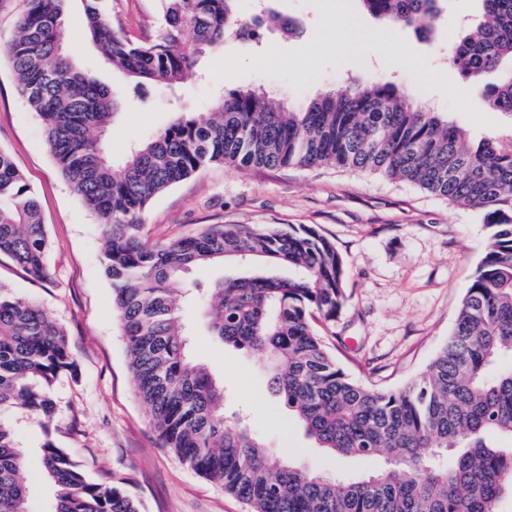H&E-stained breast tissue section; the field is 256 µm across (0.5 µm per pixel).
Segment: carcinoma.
<instances>
[{"instance_id":"1","label":"carcinoma","mask_w":512,"mask_h":512,"mask_svg":"<svg viewBox=\"0 0 512 512\" xmlns=\"http://www.w3.org/2000/svg\"><path fill=\"white\" fill-rule=\"evenodd\" d=\"M4 56L17 89L39 117L50 154L85 208L103 226L102 264L139 399L177 459L241 499L249 512H501L512 497V137L467 143L442 112L422 108L392 83L343 82L293 111L254 89L218 96L206 118L181 115L114 165L101 145L120 108L111 87L64 49L70 0H24ZM87 31L103 58L140 85L175 88L198 59L233 36L257 45L263 25L240 18L241 0H161L155 34L133 42L103 11L81 0ZM387 24L433 39L441 0H357ZM485 22L463 29L450 63L492 112L512 115V0H481ZM192 32L188 41L184 33ZM496 72L493 83L486 74ZM244 171L339 167L405 179L480 213L483 257L448 339L420 375L394 390L350 377L312 324L345 301L346 265L336 245L301 225L208 228L165 244L144 235L147 206L200 169ZM50 279L38 200L0 149V255ZM226 259L255 267L210 288L183 284L192 268ZM281 268L291 271L282 276ZM199 295L210 335L263 354L269 387L314 445L338 458L384 464L338 478L285 461L239 420L224 417V385L189 354L181 299ZM75 372L63 329L34 301L0 282V512H29L19 409L44 433L43 472L53 512H140L119 486L91 480L51 438L52 387Z\"/></svg>"}]
</instances>
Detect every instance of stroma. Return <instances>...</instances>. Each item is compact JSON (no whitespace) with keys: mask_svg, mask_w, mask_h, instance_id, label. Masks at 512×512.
<instances>
[{"mask_svg":"<svg viewBox=\"0 0 512 512\" xmlns=\"http://www.w3.org/2000/svg\"><path fill=\"white\" fill-rule=\"evenodd\" d=\"M276 12L298 19L303 33L264 32L260 49L235 39L201 61V78L176 91L138 89L106 65L85 35L79 0H72L62 41L84 67L122 101L106 147L121 163L132 144L151 137L178 113L206 116L211 101L251 87L290 108L347 79L393 82L418 104L447 113L469 142L512 133V117L486 103L448 64L461 28L483 20L480 0H447L434 42L388 30L359 12L352 0H268ZM127 38L152 36L161 0H103ZM0 148L7 150L34 190L48 236L50 281L37 280L0 257V282L34 300L66 332L75 375H61L54 394L53 439L96 482L123 487L141 512H246L223 487L182 465L163 448L148 408L138 399L112 289L101 264L105 239L97 219L62 177L36 115L19 95L0 54ZM305 224L331 239L346 263V301L318 328L339 365L378 388L402 386L433 359L480 263L486 231L470 208L420 187L340 168L241 171L204 168L157 196L145 214V235L165 243L208 225ZM182 317L194 355L224 381V414L246 413L248 423L291 459L324 473L364 471L362 461L316 448L269 390L257 352L223 346L208 336L197 301ZM24 450L23 476L31 512H49L54 490L40 463L43 436L34 420L14 414Z\"/></svg>","mask_w":512,"mask_h":512,"instance_id":"35a3bbf8","label":"stroma"}]
</instances>
